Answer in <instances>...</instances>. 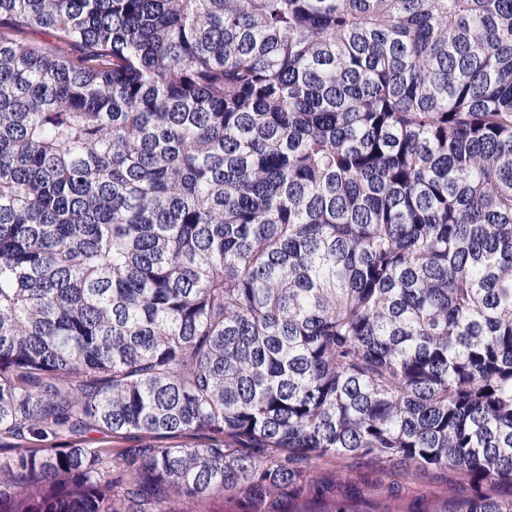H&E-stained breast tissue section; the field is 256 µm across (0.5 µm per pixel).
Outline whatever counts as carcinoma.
<instances>
[{"instance_id": "cac0c4a2", "label": "carcinoma", "mask_w": 512, "mask_h": 512, "mask_svg": "<svg viewBox=\"0 0 512 512\" xmlns=\"http://www.w3.org/2000/svg\"><path fill=\"white\" fill-rule=\"evenodd\" d=\"M0 441V512H512V0H0ZM383 480L386 485L391 482L398 483L402 495L408 499L401 503L402 507H408L416 499L417 505L427 506L429 503L443 499L450 488L461 484L458 475L451 470L435 471L423 474L417 478L407 479L400 467L387 466Z\"/></svg>"}]
</instances>
